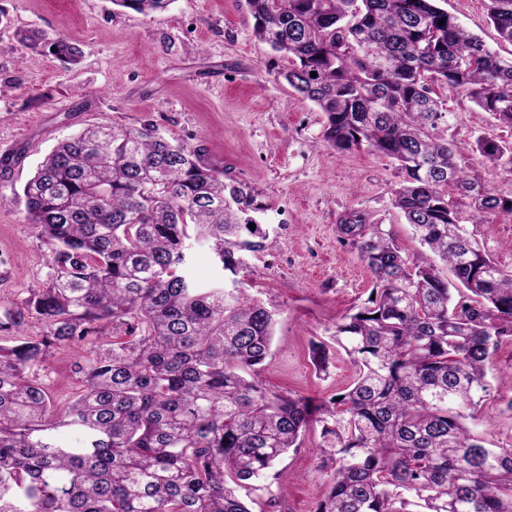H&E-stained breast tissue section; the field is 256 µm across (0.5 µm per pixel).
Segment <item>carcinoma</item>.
Segmentation results:
<instances>
[{"label": "carcinoma", "mask_w": 512, "mask_h": 512, "mask_svg": "<svg viewBox=\"0 0 512 512\" xmlns=\"http://www.w3.org/2000/svg\"><path fill=\"white\" fill-rule=\"evenodd\" d=\"M169 2L112 0L145 16ZM439 2L248 0L254 38L288 57L281 76L323 112V141L397 163L393 206L422 247L410 257L384 225L342 220L375 298L313 345L319 369L333 349L353 366L339 401L261 379L277 308L239 278L269 239L246 183L152 124L90 126L44 158L23 198L46 279L0 308V512H252L238 489L271 472L259 490L276 500L290 476L272 469L316 425L331 479L314 512H512V447L470 427L512 340V269L477 225L512 216V197L460 166L468 149L511 173L512 143L465 149L439 133L449 93L512 128V58ZM488 18L512 44V0H488ZM17 42L82 57L39 28ZM192 241L210 244L231 288L197 284ZM33 317L43 334L21 335ZM74 348L83 389L60 403L38 371Z\"/></svg>", "instance_id": "carcinoma-1"}]
</instances>
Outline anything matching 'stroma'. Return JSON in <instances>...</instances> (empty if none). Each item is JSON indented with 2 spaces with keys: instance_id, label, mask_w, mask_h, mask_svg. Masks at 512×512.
I'll list each match as a JSON object with an SVG mask.
<instances>
[{
  "instance_id": "obj_1",
  "label": "stroma",
  "mask_w": 512,
  "mask_h": 512,
  "mask_svg": "<svg viewBox=\"0 0 512 512\" xmlns=\"http://www.w3.org/2000/svg\"><path fill=\"white\" fill-rule=\"evenodd\" d=\"M444 7L501 56L487 21V0H446ZM39 28L82 51L71 66L53 55H31L17 30ZM247 0H172L151 16L111 0H0V303L25 297L44 281L46 247L26 220L25 182L61 140L90 125L154 124L166 137L203 148L207 161L249 184L262 206L269 247L247 256L250 296L277 305L273 355L262 374L276 392L326 400L343 392L354 371L332 355L326 370L312 360L314 342L362 305L373 285L355 246L340 230L346 213L390 227L406 254L419 244L393 207L403 177L391 159L360 148L339 153L323 143L324 115L281 78L288 68L256 41ZM441 124L446 137H490L512 143V129L472 103L449 97ZM478 239L512 269V218L491 217ZM492 393L481 432L512 445V341L493 356ZM318 429L279 463L290 476L277 505L255 499L252 512H313L330 475L319 466Z\"/></svg>"
}]
</instances>
